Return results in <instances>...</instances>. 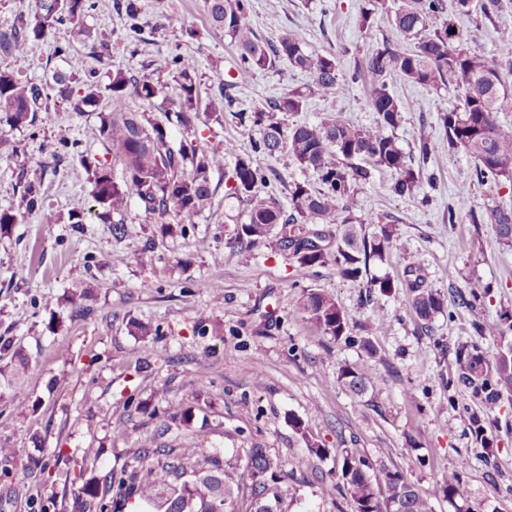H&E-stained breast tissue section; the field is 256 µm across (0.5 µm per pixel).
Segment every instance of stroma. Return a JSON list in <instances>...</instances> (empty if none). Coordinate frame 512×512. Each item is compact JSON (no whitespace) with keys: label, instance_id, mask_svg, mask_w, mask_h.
<instances>
[{"label":"stroma","instance_id":"35a3bbf8","mask_svg":"<svg viewBox=\"0 0 512 512\" xmlns=\"http://www.w3.org/2000/svg\"><path fill=\"white\" fill-rule=\"evenodd\" d=\"M135 3L144 39L125 38L128 3ZM85 17L91 30L112 32L111 65L129 72L178 49L197 61V79L209 95L231 103L222 122L198 124V142H233L252 154L257 131L237 115L253 112L289 91L303 92V111L286 124L318 122L337 114L357 127L376 121L367 89L356 80L358 62L394 32L387 17L395 0H248L262 42L299 33L306 51L336 58L337 91L311 90L305 73L277 61L253 73L240 70L239 53L214 29L205 0H95ZM374 8L376 23L362 29L359 13ZM470 46L497 57L498 32L512 29V4L487 22L479 12L456 16ZM70 24L12 59L25 78L43 81L61 67L54 47ZM390 89L405 107L393 135L406 156H417L420 135L434 150L424 182L411 196L393 194L390 172L371 170L349 205L353 215L394 224L399 239L370 272L396 287L386 296L365 282L342 278L335 266L297 269L277 245V234L252 250L234 239L248 219V205L230 195L223 171L212 175L213 207L186 233H162L131 202L125 232L100 223L88 174L76 154L56 157L60 139L111 164L94 135L97 119L52 101L35 126L0 134V210L13 207L20 171L43 179L57 215L45 222L33 212L0 231V347L25 348L24 381L0 394V512H98V501H77L86 484L134 464L141 448L159 438L197 453L188 470L219 460L235 471L257 446L285 475L280 512H352L336 469L354 448L374 468L400 473L434 512H512V397L482 408L456 383L458 344H479L489 356L512 349V245L493 225L474 224L485 206L512 208V185L478 182L473 160L449 150L440 116L461 103L454 87L428 89L392 78ZM255 165L288 187L316 184V174L288 155L252 154ZM82 224L67 223L71 210ZM151 248L152 263L138 261ZM420 260L418 281L444 299L431 321L410 307L411 257ZM332 294L353 318V335L377 349L379 382L373 393L353 395L336 380L339 366L361 362L358 345L323 334L293 307L305 289ZM83 296L84 316L71 318L68 299ZM152 329L139 336L135 326ZM480 413L494 451L486 453L471 431ZM124 422L127 435L113 428ZM326 448L310 454L309 443ZM458 474L460 495L448 501L437 487ZM332 486L324 494V486Z\"/></svg>","mask_w":512,"mask_h":512}]
</instances>
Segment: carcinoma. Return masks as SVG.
<instances>
[{
  "mask_svg": "<svg viewBox=\"0 0 512 512\" xmlns=\"http://www.w3.org/2000/svg\"><path fill=\"white\" fill-rule=\"evenodd\" d=\"M210 24L227 34L240 52L245 73L267 70L280 59L307 74L311 87L329 93L338 87L336 57L308 53L300 35L284 33L278 44L266 45L257 36L249 18L247 0H205ZM92 9L89 0H36L35 10L18 14L12 26L0 29V130L26 128L35 123L36 113L48 108L53 98L70 101L75 112H94L96 133L112 166L79 154V161L90 176L92 198L100 207L97 218L112 225L115 234L124 233L132 199H138L146 216L167 224L174 216L181 231L196 223L199 215L211 209V176L234 158L228 181L231 194L249 206L248 221L234 229L235 240L251 249L276 226H281L280 248L301 269L336 266L338 274L350 281L367 280V287L381 295L395 288L393 280L369 277L371 260L383 259L397 241L392 224H379L371 235L363 233V220L349 214L347 201L355 186L369 178L370 171L352 163L361 159L393 175L392 191L398 196L413 195L421 186L422 170L414 169L387 130L402 122L405 107L390 91L389 79L438 88L451 84L461 90L462 105L440 116L448 148L464 150L475 162L479 181L492 178L512 181V126L497 121L496 114L512 109V33L500 36V57L489 61L468 45L469 38L444 17L443 0H403L392 25L402 42L383 40L358 69L369 90V106L377 114L376 125L359 128L340 117L318 123H298L284 127L272 121V112H300L306 99L290 91L253 112L251 120L260 127V136L251 149L268 156L286 153L299 166L318 175L319 187L295 182L289 189L291 213L285 214L275 197L276 182L253 165L250 157L237 152L226 141L210 148L196 144V122L200 112L210 113L221 123L216 102L201 106L197 67L183 53L168 54L150 61L131 74L120 68L106 72L101 83L99 72L85 68L71 53L72 42L89 47V56L103 64L110 58L112 32L87 29L84 18ZM72 24L71 39L55 46V55L68 65L56 69L45 82L26 81L5 59L22 55L27 48L46 38L63 22ZM172 76L177 90L172 106L155 101L165 96L167 84L161 75ZM182 128L188 139L173 149L168 125ZM120 177H114L113 167ZM39 211L47 219L54 214L46 206L43 183L23 179L16 206L0 211V231L18 222L26 213ZM474 224H492L499 238L512 245V209L500 206L470 212ZM411 308L422 321H428L444 307L440 294L429 288H411ZM324 334L337 340L354 341L349 335L351 316L333 295L307 289L294 305ZM366 359L339 367L336 379L356 396H364L377 386L374 370L376 349L370 340H361ZM456 381L459 386L489 408L499 403L503 392L512 393V350L487 357L476 344H461L455 351ZM29 367L25 349L13 348L0 364V389L20 382ZM475 440L493 451V440L485 434L479 415H472ZM196 449L143 448L137 465L120 475L108 473L105 483L117 486L115 496L100 499L99 512H122L137 495L149 512H236L235 503L243 488L250 490L253 512H277L280 503L278 483L283 478L277 461L262 448L246 450L241 469L228 473L213 463L186 477L184 460ZM372 466L352 450L341 455L338 477L350 495L353 512H390L401 500L403 512H433L429 498L421 495L402 475L386 469L370 473Z\"/></svg>",
  "mask_w": 512,
  "mask_h": 512,
  "instance_id": "obj_1",
  "label": "carcinoma"
}]
</instances>
